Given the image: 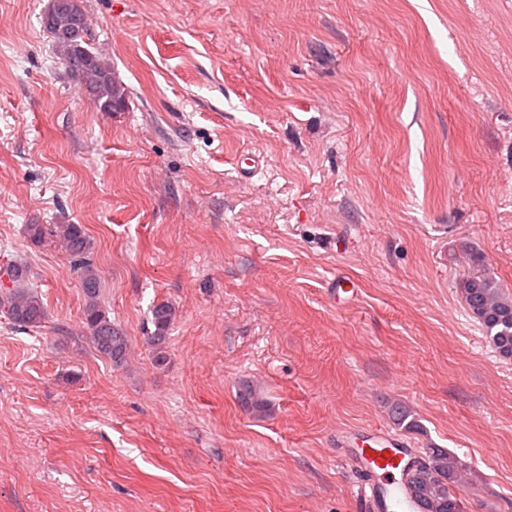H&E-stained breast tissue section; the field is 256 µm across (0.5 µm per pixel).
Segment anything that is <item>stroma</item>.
<instances>
[{
  "label": "stroma",
  "instance_id": "stroma-1",
  "mask_svg": "<svg viewBox=\"0 0 512 512\" xmlns=\"http://www.w3.org/2000/svg\"><path fill=\"white\" fill-rule=\"evenodd\" d=\"M50 4L0 0V267L46 310L0 315V512H360L336 435L395 403L512 512V360L459 291L466 243L512 294V0H81L118 112ZM31 224L83 225L122 364ZM45 24L62 64L79 78L95 105L104 112L120 111L125 103L124 88L112 74L110 64L88 42L80 1L53 0ZM12 283L5 292L0 291V311L18 328H34L45 319V309L34 290L23 265H12L6 272ZM153 322L155 325V334L151 336V342L159 346L165 340L164 334L168 329L173 317L172 307L167 304H160L153 309Z\"/></svg>",
  "mask_w": 512,
  "mask_h": 512
}]
</instances>
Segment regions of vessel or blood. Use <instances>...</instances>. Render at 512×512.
<instances>
[{
	"instance_id": "b4317fda",
	"label": "vessel or blood",
	"mask_w": 512,
	"mask_h": 512,
	"mask_svg": "<svg viewBox=\"0 0 512 512\" xmlns=\"http://www.w3.org/2000/svg\"><path fill=\"white\" fill-rule=\"evenodd\" d=\"M416 454L396 436L375 429L370 431L355 453L343 451L340 460L363 477L362 498L367 512H419L404 482L407 468Z\"/></svg>"
}]
</instances>
